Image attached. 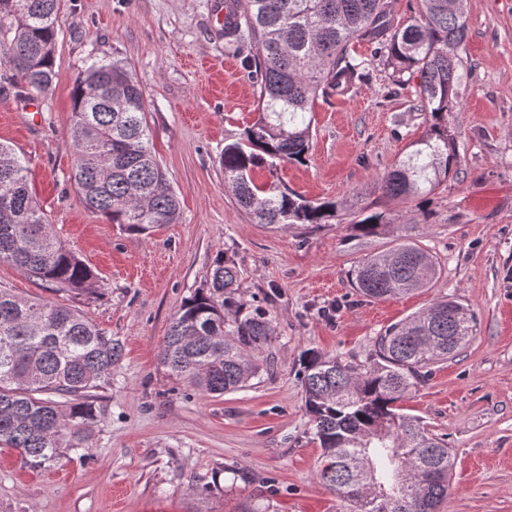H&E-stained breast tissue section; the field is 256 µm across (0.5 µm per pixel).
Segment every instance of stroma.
Segmentation results:
<instances>
[{"mask_svg":"<svg viewBox=\"0 0 512 512\" xmlns=\"http://www.w3.org/2000/svg\"><path fill=\"white\" fill-rule=\"evenodd\" d=\"M224 0H63L48 96L10 92L0 61V141L29 163L54 232L94 271L74 294L0 263V288L82 312L123 345L105 410L84 454L32 470L0 448V512H350L317 472L322 450L304 406L300 356L364 360L375 338L437 299L476 318L473 341L434 364L401 401L443 437L454 460L437 512H512V0H464L468 77L448 127L457 165L416 204L377 198L387 227L351 228L361 196L428 129L419 80L396 88L366 42L369 79L351 97L318 98L305 162L268 181L344 205L329 224L256 223L224 182L220 156L258 116L244 54L224 38ZM128 61L143 89L153 151L180 204L178 223L140 234L85 208L70 179L71 93L88 58ZM416 239L438 262L431 287L374 300L351 283L363 258ZM241 273L237 300L264 310L274 337L246 389L210 395L158 356L185 299L208 287L217 258Z\"/></svg>","mask_w":512,"mask_h":512,"instance_id":"1","label":"stroma"}]
</instances>
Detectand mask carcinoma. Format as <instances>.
<instances>
[{
    "mask_svg": "<svg viewBox=\"0 0 512 512\" xmlns=\"http://www.w3.org/2000/svg\"><path fill=\"white\" fill-rule=\"evenodd\" d=\"M235 20L224 37L248 49L254 65L258 117L241 138L224 145V181L259 224H328L336 201H310L276 184L258 185L256 168L306 160L313 102L347 94L365 77L366 61L350 53L355 41L378 45L377 55L401 88L418 74L421 108L430 116L426 135L378 181L373 191L413 200L448 179L457 161L448 113L457 111L464 75L459 50L467 18L449 0H420L418 17L393 27L388 0H233ZM62 0H0V54L15 71L9 83L20 98L52 87L57 17ZM70 137L76 161L71 178L87 209L134 232L174 224L180 206L152 151L144 95L123 59L93 60L72 92ZM28 164L0 142V263L70 292L91 289L94 271L57 238L33 197ZM387 226L370 212L352 224L363 235ZM439 267L424 248L405 239L393 250L361 260L355 288L384 300L429 287ZM240 274L220 258L208 289L187 298L172 317L159 349L172 373L209 394L234 392L258 375L253 353L274 327L259 310L243 312L235 299ZM440 300L389 326L363 364L313 350L301 355L304 405L323 450L319 478L348 497L368 473L370 495L351 499L355 512H435L448 497L451 453L397 403L475 337L473 314ZM119 339L78 310L36 302L0 289V447L17 450L29 467L42 468L61 450L86 447L101 421L92 391L112 378L122 358ZM60 400H55V397ZM407 485L394 491L396 475Z\"/></svg>",
    "mask_w": 512,
    "mask_h": 512,
    "instance_id": "obj_1",
    "label": "carcinoma"
}]
</instances>
